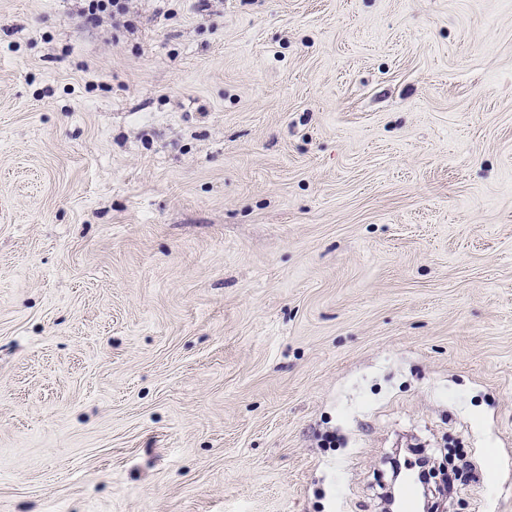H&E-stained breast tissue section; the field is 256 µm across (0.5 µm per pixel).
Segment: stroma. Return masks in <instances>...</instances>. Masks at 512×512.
<instances>
[{
    "label": "stroma",
    "mask_w": 512,
    "mask_h": 512,
    "mask_svg": "<svg viewBox=\"0 0 512 512\" xmlns=\"http://www.w3.org/2000/svg\"><path fill=\"white\" fill-rule=\"evenodd\" d=\"M0 0V512H512V0Z\"/></svg>",
    "instance_id": "stroma-1"
}]
</instances>
